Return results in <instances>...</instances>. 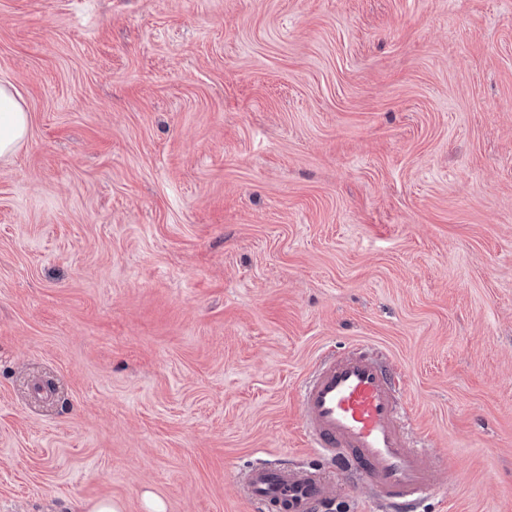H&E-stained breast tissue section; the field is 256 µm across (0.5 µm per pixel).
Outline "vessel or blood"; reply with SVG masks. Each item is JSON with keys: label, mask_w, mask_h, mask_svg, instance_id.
I'll use <instances>...</instances> for the list:
<instances>
[{"label": "vessel or blood", "mask_w": 512, "mask_h": 512, "mask_svg": "<svg viewBox=\"0 0 512 512\" xmlns=\"http://www.w3.org/2000/svg\"><path fill=\"white\" fill-rule=\"evenodd\" d=\"M298 403L310 446L366 480L389 512H413L437 489L435 456L405 433L394 366L365 346L319 358ZM244 482L256 512H322L335 498L331 478L300 465L259 462Z\"/></svg>", "instance_id": "1"}]
</instances>
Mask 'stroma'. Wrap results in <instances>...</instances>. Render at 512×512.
Instances as JSON below:
<instances>
[{"label": "stroma", "instance_id": "stroma-1", "mask_svg": "<svg viewBox=\"0 0 512 512\" xmlns=\"http://www.w3.org/2000/svg\"><path fill=\"white\" fill-rule=\"evenodd\" d=\"M0 81V512H255L364 342L420 512H512V0H0ZM30 116L12 85L0 83V158L15 153L26 139Z\"/></svg>", "mask_w": 512, "mask_h": 512}]
</instances>
